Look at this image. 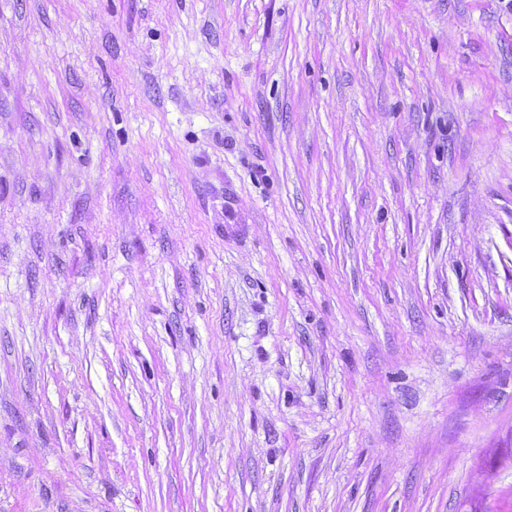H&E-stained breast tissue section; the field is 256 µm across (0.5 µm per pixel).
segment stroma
<instances>
[{"instance_id": "1", "label": "stroma", "mask_w": 512, "mask_h": 512, "mask_svg": "<svg viewBox=\"0 0 512 512\" xmlns=\"http://www.w3.org/2000/svg\"><path fill=\"white\" fill-rule=\"evenodd\" d=\"M0 512H512V0H0Z\"/></svg>"}]
</instances>
